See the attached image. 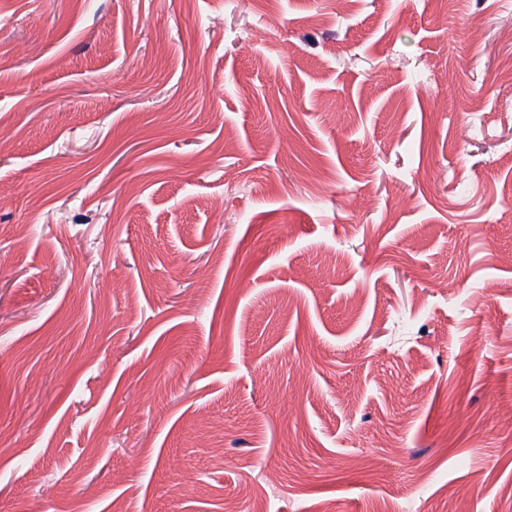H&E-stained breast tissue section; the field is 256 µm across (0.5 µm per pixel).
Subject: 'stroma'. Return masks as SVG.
Instances as JSON below:
<instances>
[{
    "instance_id": "35a3bbf8",
    "label": "stroma",
    "mask_w": 512,
    "mask_h": 512,
    "mask_svg": "<svg viewBox=\"0 0 512 512\" xmlns=\"http://www.w3.org/2000/svg\"><path fill=\"white\" fill-rule=\"evenodd\" d=\"M512 0H0V512H512Z\"/></svg>"
}]
</instances>
